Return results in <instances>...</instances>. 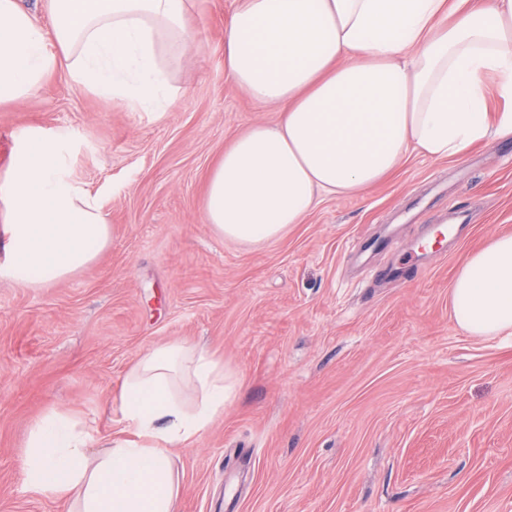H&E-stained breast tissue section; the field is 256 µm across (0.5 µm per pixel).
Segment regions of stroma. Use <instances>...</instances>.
<instances>
[{"label":"stroma","instance_id":"35a3bbf8","mask_svg":"<svg viewBox=\"0 0 512 512\" xmlns=\"http://www.w3.org/2000/svg\"><path fill=\"white\" fill-rule=\"evenodd\" d=\"M233 7L191 0L167 111L57 76L0 106V172L42 132L111 226L69 278L0 279V512H67L25 485L29 429L58 411L91 453L128 437L125 374L175 342L236 379L223 416L174 451L175 512H512V338L464 334L449 302L461 259L512 234V138L410 155L271 243L225 240L201 219L208 175L233 137L279 119L224 74Z\"/></svg>","mask_w":512,"mask_h":512}]
</instances>
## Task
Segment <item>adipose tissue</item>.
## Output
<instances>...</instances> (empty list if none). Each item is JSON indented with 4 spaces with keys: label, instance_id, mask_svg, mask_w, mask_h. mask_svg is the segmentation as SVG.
<instances>
[{
    "label": "adipose tissue",
    "instance_id": "ef3b65f1",
    "mask_svg": "<svg viewBox=\"0 0 512 512\" xmlns=\"http://www.w3.org/2000/svg\"><path fill=\"white\" fill-rule=\"evenodd\" d=\"M189 0H50L42 26L19 0H0V105L33 95L49 76L144 112L165 111L171 73L195 43ZM237 0L224 30V70L250 98L278 106L276 124L235 136L210 172L203 220L224 239H279L328 196H358L411 153L462 157L512 137V0ZM455 19L437 25L446 11ZM58 49L50 51L48 40ZM0 277L44 287L91 265L110 242L97 201L64 173L51 140L33 133L0 173ZM456 325L512 337V235L460 263L450 289ZM234 382L206 349H149L118 396L133 439L90 456L71 417L30 430L24 482L70 512H174L171 450L224 412Z\"/></svg>",
    "mask_w": 512,
    "mask_h": 512
}]
</instances>
